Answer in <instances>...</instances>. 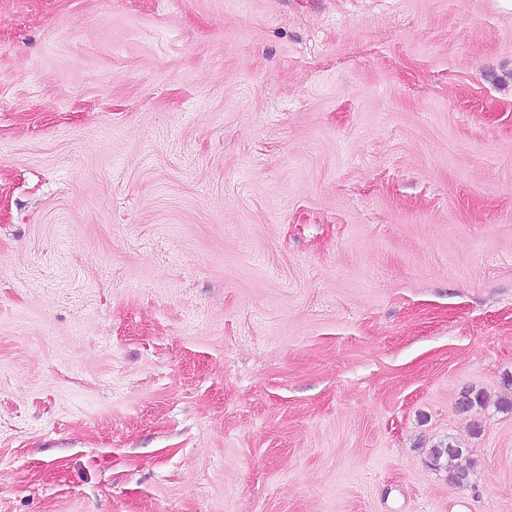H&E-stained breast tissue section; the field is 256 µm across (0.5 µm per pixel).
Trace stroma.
Here are the masks:
<instances>
[{
	"instance_id": "stroma-1",
	"label": "stroma",
	"mask_w": 512,
	"mask_h": 512,
	"mask_svg": "<svg viewBox=\"0 0 512 512\" xmlns=\"http://www.w3.org/2000/svg\"><path fill=\"white\" fill-rule=\"evenodd\" d=\"M503 398L511 7L0 0V512H512ZM464 454L463 448H460L453 441L440 442L430 449V465L448 472V480L461 486L467 484L471 475V468L461 467L456 461Z\"/></svg>"
}]
</instances>
